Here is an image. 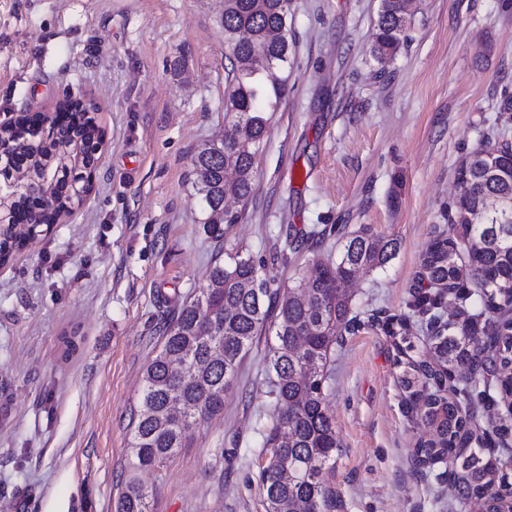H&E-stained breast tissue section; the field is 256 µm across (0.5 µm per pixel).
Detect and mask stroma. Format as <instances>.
<instances>
[{
  "mask_svg": "<svg viewBox=\"0 0 512 512\" xmlns=\"http://www.w3.org/2000/svg\"><path fill=\"white\" fill-rule=\"evenodd\" d=\"M381 0H290L282 100L237 223L207 238L196 151L224 132V0H0V120L77 97L105 132L75 214L0 265V512H115L136 478L152 512H265L257 484L273 417L268 345L247 353L224 409L159 466L132 471L130 417L161 322L209 283L216 260L252 257L285 289L338 259L366 226L394 240L346 287L325 403L339 448L336 512H461L417 470L426 429L400 384L391 317L428 357L430 316L410 305L460 161L512 144V0H416L406 40L374 56ZM470 427L512 474V416L474 395Z\"/></svg>",
  "mask_w": 512,
  "mask_h": 512,
  "instance_id": "35a3bbf8",
  "label": "stroma"
}]
</instances>
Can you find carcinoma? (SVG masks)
<instances>
[{
  "label": "carcinoma",
  "instance_id": "carcinoma-1",
  "mask_svg": "<svg viewBox=\"0 0 512 512\" xmlns=\"http://www.w3.org/2000/svg\"><path fill=\"white\" fill-rule=\"evenodd\" d=\"M288 10L289 0H230L224 8V40L234 63L224 119L233 133L204 144L194 161L202 228L217 242L224 240V225L238 219L224 208V199L246 201L254 190L255 154L268 123L258 103L277 104L282 96L278 72L289 58ZM408 14L406 0H381L374 48L379 62L399 49ZM59 107L69 113L62 135L28 156L37 172L47 165L58 170L65 155L75 152L74 140L104 137L69 100ZM456 181L449 231L435 235L419 272L430 290L412 300L413 307L434 311L443 307L448 291L457 305L455 319L427 337L430 362L407 356L414 348L407 320L394 317L384 330L399 339V353L407 357L401 386L429 431L414 448L416 463L431 466L451 456V496L467 500L492 491L500 501L512 499V483L485 452L486 439L469 428L471 390L478 380L465 381L451 397L446 380L483 355L490 366L501 367L483 394L494 388L512 406V318L499 316L512 309V150L507 145L475 150L460 163ZM12 210L19 224L53 218L19 197ZM395 251V242L363 228L338 260L317 264L312 275L283 292L269 288L250 257L236 254L214 262L208 287L164 318L161 348L146 368L131 417L134 468H152L169 458L193 429L224 409V394L266 329L273 333L269 394L274 401L272 425L263 432L271 458L258 474L266 512H335L336 491L326 473L336 463L339 442L325 406V383L338 336L352 323L342 285L361 268L385 264ZM468 278L483 290L490 316L482 324L481 314L468 313ZM116 512H149V491L136 478L122 486Z\"/></svg>",
  "mask_w": 512,
  "mask_h": 512
}]
</instances>
